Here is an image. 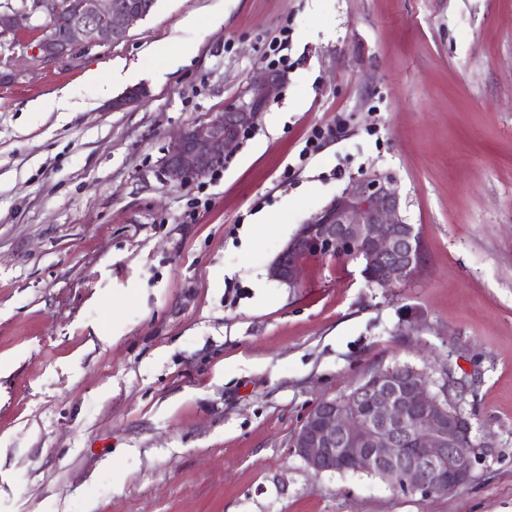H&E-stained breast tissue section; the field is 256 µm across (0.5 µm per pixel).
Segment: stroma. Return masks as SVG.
<instances>
[{
	"instance_id": "35a3bbf8",
	"label": "stroma",
	"mask_w": 512,
	"mask_h": 512,
	"mask_svg": "<svg viewBox=\"0 0 512 512\" xmlns=\"http://www.w3.org/2000/svg\"><path fill=\"white\" fill-rule=\"evenodd\" d=\"M285 22L288 69L218 179L168 183L169 136L230 106ZM116 59L147 90L121 111L128 83L83 80ZM63 91L83 111L26 112ZM315 126L335 136L300 165ZM373 169L420 232L411 281L333 258L269 279ZM404 364L470 418L467 485L293 453L319 400ZM0 512H512V0H157L125 41L0 80Z\"/></svg>"
}]
</instances>
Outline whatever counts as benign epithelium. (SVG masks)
Instances as JSON below:
<instances>
[{"instance_id": "obj_1", "label": "benign epithelium", "mask_w": 512, "mask_h": 512, "mask_svg": "<svg viewBox=\"0 0 512 512\" xmlns=\"http://www.w3.org/2000/svg\"><path fill=\"white\" fill-rule=\"evenodd\" d=\"M66 18L64 36L57 33ZM145 17L138 0H20L0 5V42H10L11 72L46 66L73 56L83 43L112 45ZM23 29L42 34L37 41L19 37ZM282 82L281 74L260 70L236 103L211 120L173 134L162 172L176 185L207 172L236 150L255 126ZM146 95L132 88L112 101L129 108ZM356 259L372 285L395 288L406 283L422 258L414 225L401 215L394 177L373 170L351 180L288 240L269 265L272 279L295 288L306 258ZM472 424L448 402L443 386L434 392L426 373L411 365L376 368L352 394L324 398L306 415L291 448L317 474L366 473L389 489L424 497L455 491L469 483L475 449Z\"/></svg>"}]
</instances>
